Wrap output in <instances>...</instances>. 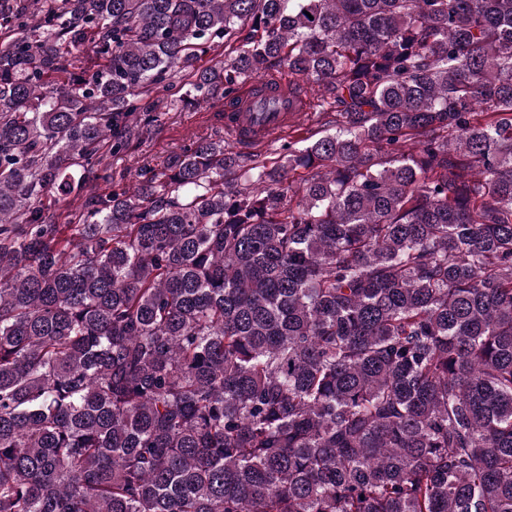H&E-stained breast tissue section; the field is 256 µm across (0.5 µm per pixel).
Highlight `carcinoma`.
<instances>
[{
  "instance_id": "obj_1",
  "label": "carcinoma",
  "mask_w": 512,
  "mask_h": 512,
  "mask_svg": "<svg viewBox=\"0 0 512 512\" xmlns=\"http://www.w3.org/2000/svg\"><path fill=\"white\" fill-rule=\"evenodd\" d=\"M0 512H512V0H0ZM167 89L161 93L168 107L157 112V121L154 123L149 139L141 146L132 150L131 156H118L112 158V170L119 173L124 168H131L126 174L127 185L135 180V169L138 166L134 156L141 157L151 167L160 169L174 153L191 143L198 137L211 135L212 138H221L231 143L224 135V130L236 142L240 151H249L252 147L277 136L281 131L288 130V126L303 117L299 112L303 100L288 96V77L279 83V86L270 85L266 80L255 79L245 86L246 94L242 102L234 108L226 106L224 121L220 123L211 120L216 112H224V98L214 97L209 101L199 100L193 105L187 104L190 96L187 78L172 80ZM265 100H274L278 108L274 112H260L259 104Z\"/></svg>"
}]
</instances>
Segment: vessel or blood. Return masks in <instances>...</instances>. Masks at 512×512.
<instances>
[{"label": "vessel or blood", "mask_w": 512, "mask_h": 512, "mask_svg": "<svg viewBox=\"0 0 512 512\" xmlns=\"http://www.w3.org/2000/svg\"><path fill=\"white\" fill-rule=\"evenodd\" d=\"M301 106V100L289 96L287 82L274 86L255 79L247 84L241 103L227 108L224 129L238 150L246 152L300 120Z\"/></svg>", "instance_id": "vessel-or-blood-1"}]
</instances>
